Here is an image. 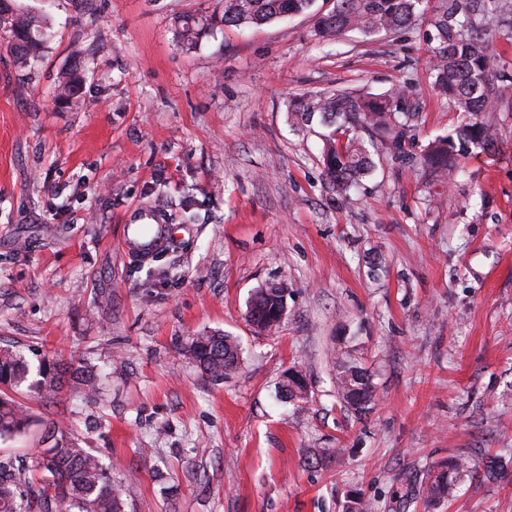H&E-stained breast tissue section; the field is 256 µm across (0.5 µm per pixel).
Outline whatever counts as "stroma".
Masks as SVG:
<instances>
[{
  "mask_svg": "<svg viewBox=\"0 0 512 512\" xmlns=\"http://www.w3.org/2000/svg\"><path fill=\"white\" fill-rule=\"evenodd\" d=\"M45 16L38 60L0 32V347L31 368L49 357L95 366L100 399L68 383L50 401L12 399L33 423L0 458L33 486L53 423L117 465L127 512L401 510L406 478L461 455L512 461V111L493 113L499 149L473 148L440 197L392 154L349 196L321 157L319 121L290 99L410 83L416 149L460 118L433 88L426 20L334 42L311 14L184 45L178 20L222 0H16ZM76 73L75 97L57 86ZM196 214L184 223L181 201ZM182 227L145 263L122 249L136 207ZM288 290L269 335L253 292ZM235 337L223 381L181 353L187 337ZM365 367L375 404L342 407L336 361ZM299 364L302 400L281 397ZM440 512H512V468L456 485Z\"/></svg>",
  "mask_w": 512,
  "mask_h": 512,
  "instance_id": "35a3bbf8",
  "label": "stroma"
}]
</instances>
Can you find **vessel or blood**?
<instances>
[{"mask_svg":"<svg viewBox=\"0 0 512 512\" xmlns=\"http://www.w3.org/2000/svg\"><path fill=\"white\" fill-rule=\"evenodd\" d=\"M178 239L177 225L168 223L161 211L149 207L139 208L137 216L124 227V246L135 262L148 261Z\"/></svg>","mask_w":512,"mask_h":512,"instance_id":"vessel-or-blood-1","label":"vessel or blood"}]
</instances>
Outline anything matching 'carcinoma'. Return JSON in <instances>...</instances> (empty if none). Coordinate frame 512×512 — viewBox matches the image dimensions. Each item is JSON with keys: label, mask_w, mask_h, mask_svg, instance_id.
I'll list each match as a JSON object with an SVG mask.
<instances>
[{"label": "carcinoma", "mask_w": 512, "mask_h": 512, "mask_svg": "<svg viewBox=\"0 0 512 512\" xmlns=\"http://www.w3.org/2000/svg\"><path fill=\"white\" fill-rule=\"evenodd\" d=\"M313 0H224L221 17H184L179 21L181 37L194 42L216 23L227 27L260 26L284 16L304 14ZM336 0L331 11L318 17V35L337 39L350 32L364 36L392 34L411 27L418 18L427 20L435 31L430 70L434 90L447 98L463 120L454 134L429 145L414 156L406 145L416 137L417 106L406 86L373 95L341 89L314 93L294 102L292 111L310 118L320 114L333 126L325 136L323 165L336 192L347 194L374 169L371 150L387 149L416 171L445 184L448 169L458 156L475 146L489 150L497 143L494 125L486 115L512 105V76L502 74L489 50L497 36L512 33V0ZM0 29L10 38L26 44L25 60L36 56L48 36V21L39 14L24 13L12 0H0ZM286 308V289L269 286L256 290L248 310L254 329L267 331L279 327L280 312ZM193 348L192 360L200 372L214 381L234 371L238 363L237 341L214 331L191 336L182 350ZM81 381L85 390L99 394L97 374L81 365L73 370L58 361L44 359L37 378L29 380L30 367L22 354L0 348V437L25 431L30 417L10 398L8 391L28 384L33 395L50 400L63 386L66 375ZM339 384L342 404L356 416L366 414L374 404V390L365 368L354 361L340 366ZM53 443L40 449L36 458L43 486L34 491L24 473L10 462L0 460V512H31V502L39 497L44 512L65 508L77 512H126L128 493L112 476L114 466L107 464L89 448L72 439L66 427L54 423ZM478 474L464 457H454L431 470L419 487L408 484L404 506L420 499L432 510L448 500L455 482Z\"/></svg>", "instance_id": "1"}]
</instances>
